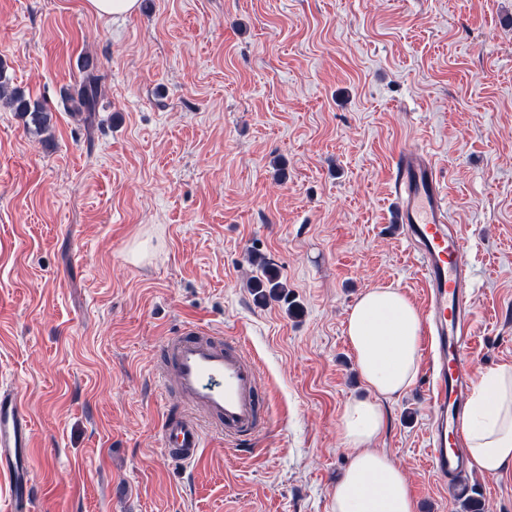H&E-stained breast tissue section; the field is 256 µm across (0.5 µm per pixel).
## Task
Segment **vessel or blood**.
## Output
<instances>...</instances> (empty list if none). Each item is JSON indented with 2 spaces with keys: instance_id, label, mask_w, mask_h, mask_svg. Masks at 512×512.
Wrapping results in <instances>:
<instances>
[{
  "instance_id": "obj_1",
  "label": "vessel or blood",
  "mask_w": 512,
  "mask_h": 512,
  "mask_svg": "<svg viewBox=\"0 0 512 512\" xmlns=\"http://www.w3.org/2000/svg\"><path fill=\"white\" fill-rule=\"evenodd\" d=\"M393 184L398 221L417 254L424 286L430 350L429 464L439 483L454 492L456 477L469 466L459 415L473 383L468 357L472 309L469 274L461 262L463 242L448 229L447 193L428 153L400 156ZM164 348L168 362L160 378L173 380L192 405L191 411L166 415L158 425L169 457L195 461L207 427L233 443L253 440L263 431L258 372L241 340L223 339L202 325L187 323ZM32 454L31 418L17 390L1 385L0 481L10 487L13 512H31L36 501Z\"/></svg>"
}]
</instances>
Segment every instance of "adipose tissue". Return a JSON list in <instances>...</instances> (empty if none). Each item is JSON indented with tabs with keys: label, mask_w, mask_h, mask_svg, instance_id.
<instances>
[{
	"label": "adipose tissue",
	"mask_w": 512,
	"mask_h": 512,
	"mask_svg": "<svg viewBox=\"0 0 512 512\" xmlns=\"http://www.w3.org/2000/svg\"><path fill=\"white\" fill-rule=\"evenodd\" d=\"M421 323L399 289L364 292L347 319V339L368 398L347 402L339 433L351 462L333 493V512H415L401 468L376 449L384 424L383 400L403 394L419 371ZM473 467L490 475L512 470V368L485 373L461 420Z\"/></svg>",
	"instance_id": "ef3b65f1"
}]
</instances>
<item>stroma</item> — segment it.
<instances>
[{"instance_id": "obj_1", "label": "stroma", "mask_w": 512, "mask_h": 512, "mask_svg": "<svg viewBox=\"0 0 512 512\" xmlns=\"http://www.w3.org/2000/svg\"><path fill=\"white\" fill-rule=\"evenodd\" d=\"M0 69L51 116L0 103V382L33 424L34 512H332L345 403L368 397L346 338L363 292L423 302L391 228L399 155L428 152L472 269L475 377L512 367V0H0ZM92 116L64 111L87 71ZM146 244L148 254L130 253ZM287 298L258 303L256 260ZM237 337L267 427L171 459L163 342ZM427 373L384 401L376 442L416 512H464L428 463ZM471 497L512 512V471ZM86 3L94 15L113 20L135 13L139 4L138 0H87Z\"/></svg>"}]
</instances>
